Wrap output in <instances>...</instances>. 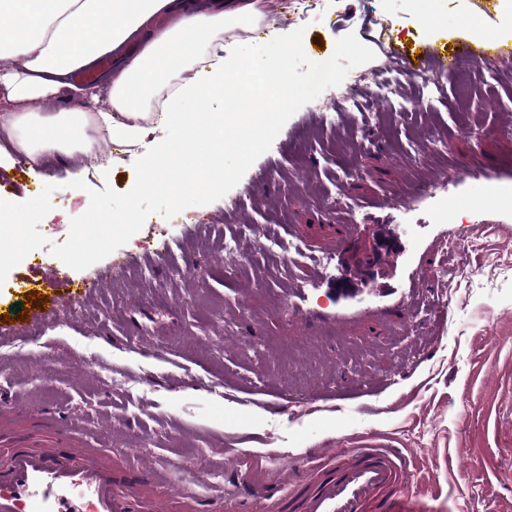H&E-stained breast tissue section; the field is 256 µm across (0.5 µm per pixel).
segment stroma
<instances>
[{
  "instance_id": "1",
  "label": "stroma",
  "mask_w": 512,
  "mask_h": 512,
  "mask_svg": "<svg viewBox=\"0 0 512 512\" xmlns=\"http://www.w3.org/2000/svg\"><path fill=\"white\" fill-rule=\"evenodd\" d=\"M258 27L240 32L253 46L271 31L303 29L315 62L354 34L375 53L345 82L357 104L328 110L335 88L300 108L271 148L223 198L165 219L151 216L129 242L77 271L48 249L31 252L0 285V393L22 409L21 425L39 428L52 402L77 423L90 446L108 449L118 476L152 458L174 465L173 480L200 494L231 484L227 466L273 480L289 461L319 448L379 437L414 452L411 491L420 512H512V206L483 197L467 181L476 166H512V60L491 72L439 74L432 88L404 78L383 98L366 76L385 73L388 48L443 54L474 39L483 47L512 28L504 0H328L299 19L282 0H264ZM479 13L478 27L462 19ZM480 109H472V100ZM56 165L52 209L39 225L63 243L90 191L124 193L139 174L121 154L109 169L79 155L0 166L7 196L23 202ZM85 190L68 191L70 172ZM447 190L425 208L391 200L398 186ZM381 203L368 212L367 203ZM447 209L448 221L435 216ZM388 221L401 250L384 255L377 276L336 289L376 224ZM290 238L304 255L288 262L274 249L249 261L224 251L226 238ZM336 256L319 264L322 251ZM169 251L168 261L154 257ZM419 271L422 291L441 295L394 306ZM57 273L61 284L45 279ZM101 280L76 312L41 304L16 313L29 293L67 298ZM377 316L340 324L348 307Z\"/></svg>"
}]
</instances>
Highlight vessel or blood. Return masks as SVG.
I'll return each instance as SVG.
<instances>
[{"label": "vessel or blood", "mask_w": 512, "mask_h": 512, "mask_svg": "<svg viewBox=\"0 0 512 512\" xmlns=\"http://www.w3.org/2000/svg\"><path fill=\"white\" fill-rule=\"evenodd\" d=\"M512 57V44L496 42L484 49L469 45L452 56L427 54L408 61L412 74L433 69L448 72L456 60L492 63ZM472 179L483 181L488 197L502 201L511 171L478 169ZM14 412L0 410V512H252L255 504L287 505L290 512H414L409 488L417 462L413 453L386 448L373 440L356 448H324L289 463L277 482L240 480L237 496L215 490L197 495L181 486L176 493L147 496L142 482H166L170 470L140 462L127 480L114 475L105 449L84 447L71 421L50 406L43 412L44 435L32 444L15 429Z\"/></svg>", "instance_id": "1"}]
</instances>
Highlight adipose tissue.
<instances>
[{
    "instance_id": "1",
    "label": "adipose tissue",
    "mask_w": 512,
    "mask_h": 512,
    "mask_svg": "<svg viewBox=\"0 0 512 512\" xmlns=\"http://www.w3.org/2000/svg\"><path fill=\"white\" fill-rule=\"evenodd\" d=\"M164 14L179 20L157 25ZM262 18V0H213L206 10L195 0H0V87L15 104L0 113V131L16 156L30 160L90 153L100 130L128 153L150 141L155 149L142 156L131 195L169 187L173 169L182 173L181 193L202 186L223 192L226 174L218 157L228 148L240 160L250 157L248 138L225 142V126L259 135L280 122L299 94L284 54L267 55L256 69L241 52L236 30ZM137 36L139 52L110 73L108 107L30 109V101L63 86L84 95V87L65 85V78ZM243 87L257 103L275 99L276 109L201 112L188 119L187 104Z\"/></svg>"
}]
</instances>
